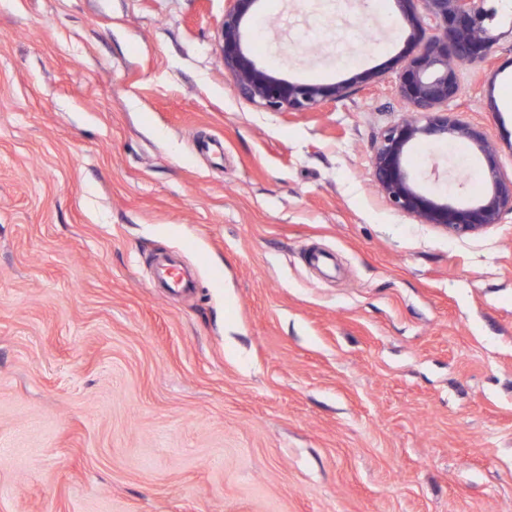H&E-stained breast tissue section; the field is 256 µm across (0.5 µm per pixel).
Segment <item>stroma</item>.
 <instances>
[{
    "label": "stroma",
    "instance_id": "1",
    "mask_svg": "<svg viewBox=\"0 0 512 512\" xmlns=\"http://www.w3.org/2000/svg\"><path fill=\"white\" fill-rule=\"evenodd\" d=\"M226 5L0 0V512H512V212L452 237L371 175L427 33L259 0V65L354 87L272 112L224 72ZM494 5L447 110L511 174ZM411 163L484 186L461 139Z\"/></svg>",
    "mask_w": 512,
    "mask_h": 512
}]
</instances>
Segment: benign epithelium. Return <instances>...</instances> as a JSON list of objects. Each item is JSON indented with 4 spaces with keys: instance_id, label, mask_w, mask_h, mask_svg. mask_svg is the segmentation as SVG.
<instances>
[{
    "instance_id": "7a95c632",
    "label": "benign epithelium",
    "mask_w": 512,
    "mask_h": 512,
    "mask_svg": "<svg viewBox=\"0 0 512 512\" xmlns=\"http://www.w3.org/2000/svg\"><path fill=\"white\" fill-rule=\"evenodd\" d=\"M260 0H228L222 21V61L240 96L274 112H309L348 95V84L294 82L260 67L250 54L247 25ZM417 29L437 35L407 58L399 86L408 117L380 133L371 157L376 188L392 208L450 236L481 232L512 211V176L494 160L495 147L484 131L448 116L443 106L460 92L457 64L486 62L494 40L486 23L494 19L488 0H395ZM469 141L487 162L485 188L474 197L440 198L416 178L411 150L422 140Z\"/></svg>"
}]
</instances>
